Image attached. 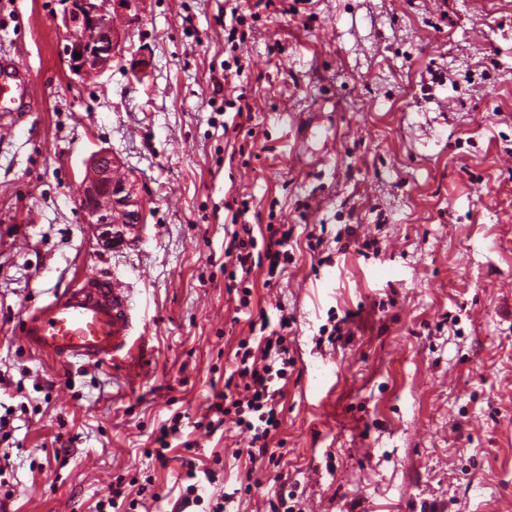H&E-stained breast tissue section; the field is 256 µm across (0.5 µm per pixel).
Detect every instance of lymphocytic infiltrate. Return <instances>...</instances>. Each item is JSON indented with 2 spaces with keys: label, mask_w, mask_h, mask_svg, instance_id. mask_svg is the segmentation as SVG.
I'll list each match as a JSON object with an SVG mask.
<instances>
[{
  "label": "lymphocytic infiltrate",
  "mask_w": 512,
  "mask_h": 512,
  "mask_svg": "<svg viewBox=\"0 0 512 512\" xmlns=\"http://www.w3.org/2000/svg\"><path fill=\"white\" fill-rule=\"evenodd\" d=\"M265 237L254 234L253 225L243 222L240 213H232L231 224L226 229L227 236L224 257L239 273L242 286L238 303L248 308L250 289L248 281L257 260L268 263L269 277L280 276L288 263L289 241L292 230L287 225L268 226ZM291 319L287 314H279L270 319L268 314H260L251 321V338L241 339L235 353L236 365L224 379L223 390L214 392L209 414L199 425L208 432H216L225 423H233L250 439L247 450L249 463L262 461L275 462L276 453L268 443L273 431L280 426L281 401L288 381V370L294 360L290 355L286 331ZM185 478L187 485L174 504L173 512H186L192 506H207L208 512H226L232 503L237 502V492L225 491L213 503H205L199 494L198 477L214 482L212 472L197 474L193 461H186Z\"/></svg>",
  "instance_id": "obj_1"
}]
</instances>
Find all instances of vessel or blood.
I'll return each instance as SVG.
<instances>
[{"label": "vessel or blood", "mask_w": 512, "mask_h": 512, "mask_svg": "<svg viewBox=\"0 0 512 512\" xmlns=\"http://www.w3.org/2000/svg\"><path fill=\"white\" fill-rule=\"evenodd\" d=\"M36 94L16 63H0V135H11ZM128 300L111 276L83 275L62 293L29 311L19 334L26 345L56 361L119 359L131 350Z\"/></svg>", "instance_id": "vessel-or-blood-1"}]
</instances>
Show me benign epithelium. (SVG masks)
Wrapping results in <instances>:
<instances>
[{"label":"benign epithelium","instance_id":"7a95c632","mask_svg":"<svg viewBox=\"0 0 512 512\" xmlns=\"http://www.w3.org/2000/svg\"><path fill=\"white\" fill-rule=\"evenodd\" d=\"M112 0H64L57 15L63 30L65 44L61 54L70 72L78 77H89L108 69L122 55L124 37L114 24L106 5ZM91 176L81 190L80 204L86 223L95 224L103 231L99 237L112 241V225L128 226L140 223V213L130 209L134 205L125 192L122 181L114 178L112 152L103 149L89 160Z\"/></svg>","mask_w":512,"mask_h":512}]
</instances>
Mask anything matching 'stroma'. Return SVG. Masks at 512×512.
Instances as JSON below:
<instances>
[{
    "instance_id": "1",
    "label": "stroma",
    "mask_w": 512,
    "mask_h": 512,
    "mask_svg": "<svg viewBox=\"0 0 512 512\" xmlns=\"http://www.w3.org/2000/svg\"><path fill=\"white\" fill-rule=\"evenodd\" d=\"M231 6L136 0L116 14L121 57L81 80L60 58L59 0H0V60L40 91L0 137V454L15 463L0 501L94 512L120 478L136 512H170L193 459L215 473L207 493L249 486L239 512H269L281 485L303 512H512V0H238L228 74ZM103 148L142 211L108 246L78 204ZM231 200L293 228L287 274L270 286L255 269L246 313L226 288ZM347 224L380 255L338 252ZM99 271L126 290L136 362L28 349L26 312ZM262 311L295 316V364L283 457L250 470L246 434L196 422ZM176 413L163 465L145 450Z\"/></svg>"
}]
</instances>
